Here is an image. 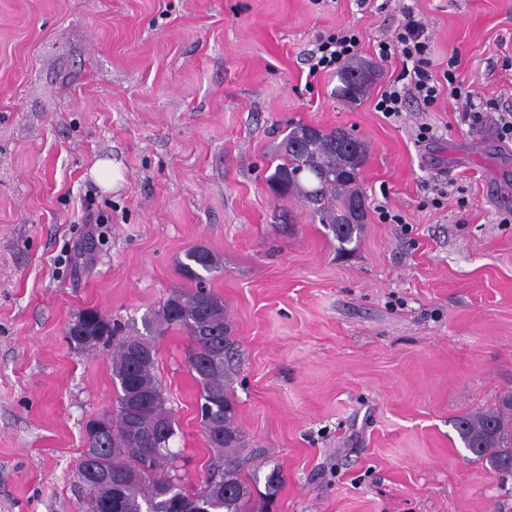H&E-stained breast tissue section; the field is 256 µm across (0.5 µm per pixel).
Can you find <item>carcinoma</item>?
<instances>
[{"label":"carcinoma","mask_w":512,"mask_h":512,"mask_svg":"<svg viewBox=\"0 0 512 512\" xmlns=\"http://www.w3.org/2000/svg\"><path fill=\"white\" fill-rule=\"evenodd\" d=\"M379 70L359 59H351L339 71L336 96L357 102L376 80ZM366 159L364 141L344 128L311 133V126L297 124L273 157L274 171L267 179L271 191L299 200L312 219L327 225L344 251L362 230L365 220L352 221L350 207L364 201L360 188L362 165L351 162L348 148ZM183 276L195 287L173 291L144 319L146 334L116 337L112 323L99 311H82L66 328V338L75 340L73 326L79 324L98 333L77 349L102 346L110 350L113 380L119 390L112 408V429L122 425L135 398L148 399L146 419L153 426L176 429L178 425L167 407L164 390L155 374L157 338L178 330L189 339L187 363L200 386V405L211 404L205 414L209 426L199 422L212 455L207 473L199 484L190 480L179 463L180 456L161 447L148 429L134 437L113 438L101 433L88 439L94 449L91 465L99 476L97 501L83 497L78 512H180L191 505L195 512H270L281 488L280 470L265 478L264 490L251 485L243 475L240 452L245 434L236 419V408L228 391L233 371L236 340L224 312V301L205 285V276L222 269L220 260L208 249L197 246L185 253ZM454 427L474 459L489 469L512 474V393L499 406L458 417Z\"/></svg>","instance_id":"cac0c4a2"}]
</instances>
